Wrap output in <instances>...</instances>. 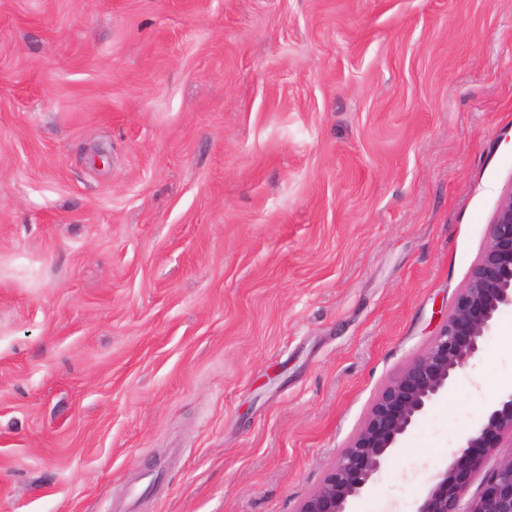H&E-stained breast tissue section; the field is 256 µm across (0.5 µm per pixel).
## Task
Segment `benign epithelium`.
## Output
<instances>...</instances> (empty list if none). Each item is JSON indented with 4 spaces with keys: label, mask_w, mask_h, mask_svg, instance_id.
<instances>
[{
    "label": "benign epithelium",
    "mask_w": 512,
    "mask_h": 512,
    "mask_svg": "<svg viewBox=\"0 0 512 512\" xmlns=\"http://www.w3.org/2000/svg\"><path fill=\"white\" fill-rule=\"evenodd\" d=\"M512 308V186L501 196L488 239L428 344L378 394L322 482L295 512H349L416 421L454 385ZM495 459L488 467L486 461ZM480 480V492L468 496ZM414 512H512V390L502 392L436 467Z\"/></svg>",
    "instance_id": "1"
}]
</instances>
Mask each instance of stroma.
I'll return each mask as SVG.
<instances>
[{
	"instance_id": "obj_1",
	"label": "stroma",
	"mask_w": 512,
	"mask_h": 512,
	"mask_svg": "<svg viewBox=\"0 0 512 512\" xmlns=\"http://www.w3.org/2000/svg\"><path fill=\"white\" fill-rule=\"evenodd\" d=\"M512 186V0H0V512H295ZM512 310L350 512H413Z\"/></svg>"
}]
</instances>
